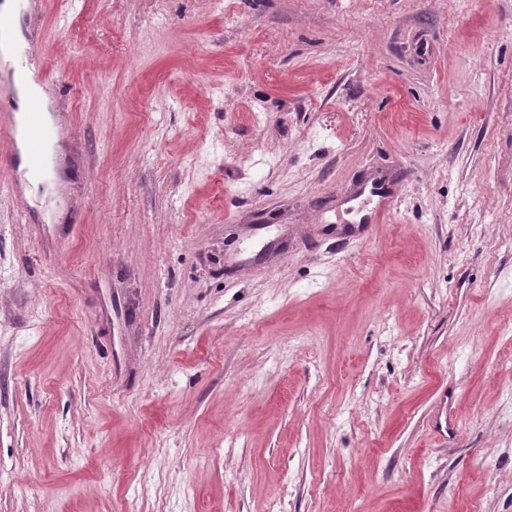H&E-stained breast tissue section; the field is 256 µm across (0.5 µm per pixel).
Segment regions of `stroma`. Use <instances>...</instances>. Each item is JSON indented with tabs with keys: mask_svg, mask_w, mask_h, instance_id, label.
Listing matches in <instances>:
<instances>
[{
	"mask_svg": "<svg viewBox=\"0 0 512 512\" xmlns=\"http://www.w3.org/2000/svg\"><path fill=\"white\" fill-rule=\"evenodd\" d=\"M13 2L0 512H512V0ZM26 142L29 146V155L32 159L34 170H38L42 165V155L40 146L43 143L41 133L43 130V122L40 112V106L36 100H32L28 106L25 120Z\"/></svg>",
	"mask_w": 512,
	"mask_h": 512,
	"instance_id": "obj_1",
	"label": "stroma"
}]
</instances>
